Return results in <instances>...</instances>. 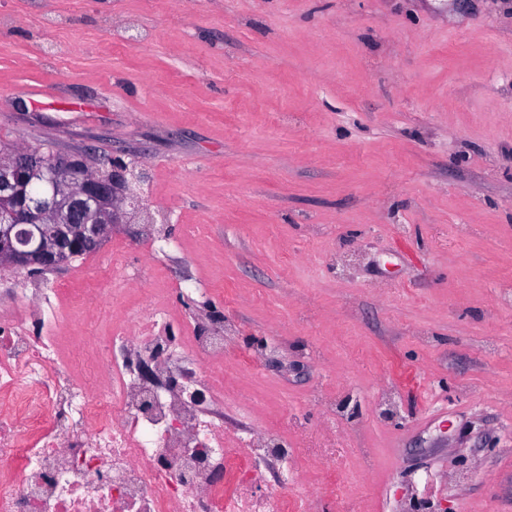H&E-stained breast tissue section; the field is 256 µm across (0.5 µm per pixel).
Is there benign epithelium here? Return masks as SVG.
<instances>
[{"label": "benign epithelium", "instance_id": "benign-epithelium-1", "mask_svg": "<svg viewBox=\"0 0 512 512\" xmlns=\"http://www.w3.org/2000/svg\"><path fill=\"white\" fill-rule=\"evenodd\" d=\"M143 173L112 158V175L99 177L84 159H47L14 147L0 156V267L54 270L95 250L114 227L143 214Z\"/></svg>", "mask_w": 512, "mask_h": 512}]
</instances>
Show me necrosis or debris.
Instances as JSON below:
<instances>
[{"label":"necrosis or debris","instance_id":"obj_1","mask_svg":"<svg viewBox=\"0 0 512 512\" xmlns=\"http://www.w3.org/2000/svg\"><path fill=\"white\" fill-rule=\"evenodd\" d=\"M59 309L34 286L0 308V512H291L254 491L287 449L224 427L223 331L171 343L155 303L98 343Z\"/></svg>","mask_w":512,"mask_h":512}]
</instances>
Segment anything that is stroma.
<instances>
[{
	"instance_id": "1",
	"label": "stroma",
	"mask_w": 512,
	"mask_h": 512,
	"mask_svg": "<svg viewBox=\"0 0 512 512\" xmlns=\"http://www.w3.org/2000/svg\"><path fill=\"white\" fill-rule=\"evenodd\" d=\"M1 143L145 169L155 226L0 286L220 311L257 494L512 512V0H0Z\"/></svg>"
}]
</instances>
